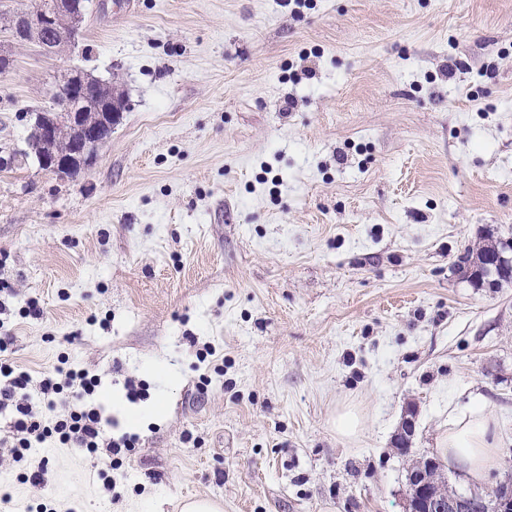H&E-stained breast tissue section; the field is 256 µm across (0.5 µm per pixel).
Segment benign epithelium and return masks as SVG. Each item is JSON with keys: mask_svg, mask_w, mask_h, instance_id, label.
Listing matches in <instances>:
<instances>
[{"mask_svg": "<svg viewBox=\"0 0 512 512\" xmlns=\"http://www.w3.org/2000/svg\"><path fill=\"white\" fill-rule=\"evenodd\" d=\"M85 19L83 0H51L48 5L9 18V27L16 40L34 42L48 54L58 52V44L77 40ZM70 80L68 89H60L61 106L30 113L31 139L29 148L40 169L68 175L89 166L97 157L99 148L112 133V125L128 108L126 97L108 93L94 97V112L98 116L86 118L87 112H75L71 101L90 92V78L79 70L63 72ZM74 135L73 152L65 159L52 150V144L63 134ZM434 466L427 458L421 467L408 475V512H467V507L479 494L470 497L450 496L442 501L432 495L426 473Z\"/></svg>", "mask_w": 512, "mask_h": 512, "instance_id": "benign-epithelium-1", "label": "benign epithelium"}]
</instances>
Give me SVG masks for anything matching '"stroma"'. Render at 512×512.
I'll return each mask as SVG.
<instances>
[{"label":"stroma","mask_w":512,"mask_h":512,"mask_svg":"<svg viewBox=\"0 0 512 512\" xmlns=\"http://www.w3.org/2000/svg\"><path fill=\"white\" fill-rule=\"evenodd\" d=\"M0 45V159L63 69L130 101L79 173L0 168V360L134 439L17 460L0 414V512H405L471 391L512 485V281L457 267L512 241V0H88L62 54ZM476 256L474 258V250L468 249L466 255L462 258L464 263H470L471 267H476L483 269L486 271L481 276H476V271L471 272L469 275V278L476 280L479 283L485 282L487 280L489 286H494L499 283L501 280H509L512 276L509 277H503L497 274L494 270L493 265L489 264L493 261L495 257L498 256V249L495 245H483L482 247L478 248L476 250ZM470 257V258H469ZM480 266V267H479ZM495 274L497 278H493L489 280L488 278Z\"/></svg>","instance_id":"1"}]
</instances>
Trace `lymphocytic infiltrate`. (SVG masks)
Instances as JSON below:
<instances>
[{
  "label": "lymphocytic infiltrate",
  "instance_id": "lymphocytic-infiltrate-1",
  "mask_svg": "<svg viewBox=\"0 0 512 512\" xmlns=\"http://www.w3.org/2000/svg\"><path fill=\"white\" fill-rule=\"evenodd\" d=\"M30 381L27 372L17 370L11 364L0 363V411L12 414L19 448L26 451L55 436L61 443L76 445L91 454L102 449L111 457L131 450L130 439L106 438L97 408L84 404V396L92 395L95 391V384L86 373L60 368L40 379L39 392L48 406H55L64 390L73 392L72 407L50 425L44 424L33 410L28 393Z\"/></svg>",
  "mask_w": 512,
  "mask_h": 512
}]
</instances>
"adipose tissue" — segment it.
I'll return each instance as SVG.
<instances>
[{
  "mask_svg": "<svg viewBox=\"0 0 512 512\" xmlns=\"http://www.w3.org/2000/svg\"><path fill=\"white\" fill-rule=\"evenodd\" d=\"M503 442L500 424L488 410L481 394H470L468 402L448 421V433L440 441L439 453L447 458L458 481L481 488L500 467Z\"/></svg>",
  "mask_w": 512,
  "mask_h": 512,
  "instance_id": "1",
  "label": "adipose tissue"
}]
</instances>
